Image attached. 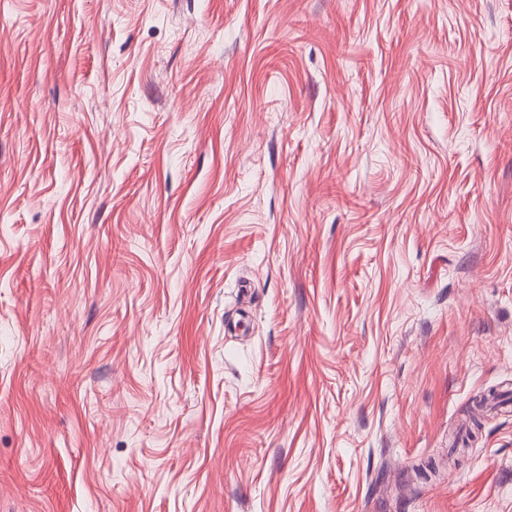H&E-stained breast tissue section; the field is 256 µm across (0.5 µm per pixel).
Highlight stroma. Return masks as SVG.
<instances>
[{"instance_id":"1","label":"stroma","mask_w":512,"mask_h":512,"mask_svg":"<svg viewBox=\"0 0 512 512\" xmlns=\"http://www.w3.org/2000/svg\"><path fill=\"white\" fill-rule=\"evenodd\" d=\"M512 0H0V512H512Z\"/></svg>"}]
</instances>
